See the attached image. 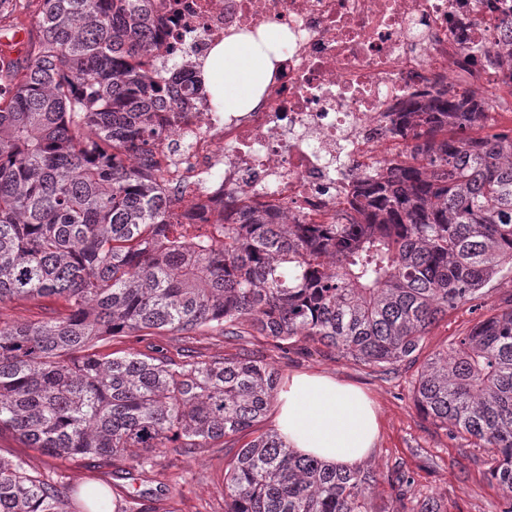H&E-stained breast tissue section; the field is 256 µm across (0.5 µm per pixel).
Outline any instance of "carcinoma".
<instances>
[{
  "mask_svg": "<svg viewBox=\"0 0 512 512\" xmlns=\"http://www.w3.org/2000/svg\"><path fill=\"white\" fill-rule=\"evenodd\" d=\"M152 0H41L25 64L0 58V304L62 300L66 313L0 323V432L55 460L153 467L148 449L216 444L224 512H380L373 469L340 468L256 433L279 372L250 356L202 359L150 343L263 336L321 344L388 372L414 364L431 327L512 272V136L469 135L500 105L440 89L394 119L414 141L396 176L353 185L335 224L263 210L174 224L150 164L169 138L146 59ZM136 336L148 352L101 354ZM415 400L453 441L494 448L512 512V296L417 371ZM63 477L0 457V512H78ZM97 512H163L152 490Z\"/></svg>",
  "mask_w": 512,
  "mask_h": 512,
  "instance_id": "obj_1",
  "label": "carcinoma"
}]
</instances>
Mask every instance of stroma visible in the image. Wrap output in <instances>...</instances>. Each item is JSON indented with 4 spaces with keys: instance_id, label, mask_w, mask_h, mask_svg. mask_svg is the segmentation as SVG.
<instances>
[{
    "instance_id": "35a3bbf8",
    "label": "stroma",
    "mask_w": 512,
    "mask_h": 512,
    "mask_svg": "<svg viewBox=\"0 0 512 512\" xmlns=\"http://www.w3.org/2000/svg\"><path fill=\"white\" fill-rule=\"evenodd\" d=\"M511 296L512 275L497 276L487 284L479 305H459L432 329L427 351L452 343L469 331L480 312L503 306ZM193 345L206 358L246 348L277 368L281 376L324 373L365 389L377 404L381 425L377 443L364 463L378 473L376 502L386 512L399 504L405 512H418L420 503L430 497L440 501L443 512H501L504 495L488 472L490 450L459 446L422 413L413 394L416 366L401 364L384 374L318 344L301 342L286 351L263 337L224 343L199 336ZM224 453L219 446L194 454L159 448L153 453V471L133 480L117 477L115 465L102 458L59 459L55 467L71 483H89L111 496L123 489L160 487L173 512H224ZM398 469L413 476L412 486L392 487L389 477Z\"/></svg>"
}]
</instances>
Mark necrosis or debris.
Returning a JSON list of instances; mask_svg holds the SVG:
<instances>
[{"instance_id":"1","label":"necrosis or debris","mask_w":512,"mask_h":512,"mask_svg":"<svg viewBox=\"0 0 512 512\" xmlns=\"http://www.w3.org/2000/svg\"><path fill=\"white\" fill-rule=\"evenodd\" d=\"M155 68L191 69L241 32L288 30L284 59L251 112H221L183 80L165 89L175 133L154 150L172 211L212 224L225 212L288 211L333 224L350 186L392 175L406 142L392 119L439 87L500 80L496 44L512 0H156Z\"/></svg>"}]
</instances>
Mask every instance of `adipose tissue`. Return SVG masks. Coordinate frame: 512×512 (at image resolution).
<instances>
[{"mask_svg":"<svg viewBox=\"0 0 512 512\" xmlns=\"http://www.w3.org/2000/svg\"><path fill=\"white\" fill-rule=\"evenodd\" d=\"M287 38L284 30L242 32L210 49L201 77L223 111L250 112L261 105ZM274 423L290 448L339 467L365 459L380 431L370 396L322 373L288 376L277 395Z\"/></svg>","mask_w":512,"mask_h":512,"instance_id":"adipose-tissue-1","label":"adipose tissue"}]
</instances>
